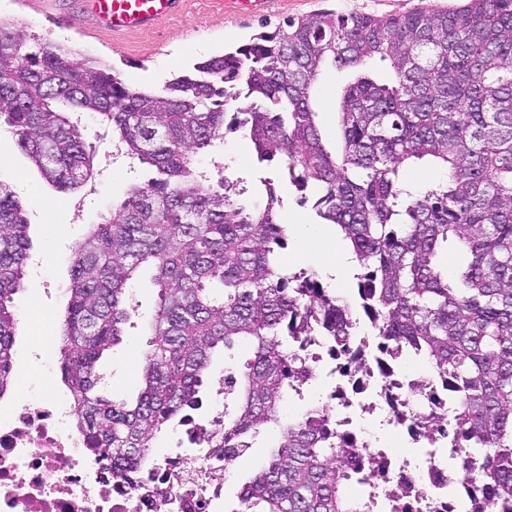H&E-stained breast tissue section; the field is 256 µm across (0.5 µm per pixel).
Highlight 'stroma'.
Segmentation results:
<instances>
[{"instance_id":"35a3bbf8","label":"stroma","mask_w":512,"mask_h":512,"mask_svg":"<svg viewBox=\"0 0 512 512\" xmlns=\"http://www.w3.org/2000/svg\"><path fill=\"white\" fill-rule=\"evenodd\" d=\"M21 0H0V19L23 30L29 41L59 43L77 51L84 59L97 60L114 67L129 85L155 90L173 76L192 68L193 64L224 49L236 47L263 31L271 32L287 20L333 10L339 13L358 11L375 17L402 15L416 8L449 10L464 0H272L268 14L240 16L219 7L215 0H192L186 12L163 25L151 35L129 38L127 50L112 52L108 36H83L88 24L85 13L62 0L55 18L22 10ZM350 70L327 66L317 84L313 107L324 143L335 147L339 141L336 104L342 88L352 80ZM78 124L84 141L93 155L94 177L78 191H63L47 183L27 156L20 150L5 125H0V183L9 186L21 200L28 220L29 260L18 294L20 311L13 353L14 366L27 361L28 347L41 346L44 340H59L60 320L69 296L66 287L71 278V256L75 244L84 236L88 225L108 214L113 205L126 195L131 184L146 181V168L130 170L127 159L114 155L112 130L98 118L79 113ZM225 160L214 167L210 155H200L202 167L211 171L213 180H243L247 202L263 206L262 182L276 178L275 166L258 163L254 146L241 133L229 135L221 149ZM284 200L281 220L296 225L284 256L289 271H316L324 286L340 294H355L357 268L351 250L333 224L322 223L311 202L301 201L294 187L280 184ZM135 308L130 324L123 329V341L106 352L97 364L101 381L99 394L114 400L134 399L140 389L136 370L129 366L133 351L143 350L148 341L146 325L157 304V291L148 277H140L128 290ZM247 355L243 346L216 354L205 374L201 392L202 407L194 411L202 420L224 410V365L237 364ZM358 421L378 445L400 449L415 470L427 468L424 448L406 433L380 426L376 416L360 413Z\"/></svg>"}]
</instances>
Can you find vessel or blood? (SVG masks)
I'll list each match as a JSON object with an SVG mask.
<instances>
[{"label": "vessel or blood", "instance_id": "1", "mask_svg": "<svg viewBox=\"0 0 512 512\" xmlns=\"http://www.w3.org/2000/svg\"><path fill=\"white\" fill-rule=\"evenodd\" d=\"M92 32L122 43L152 33L187 10L190 0H79Z\"/></svg>", "mask_w": 512, "mask_h": 512}]
</instances>
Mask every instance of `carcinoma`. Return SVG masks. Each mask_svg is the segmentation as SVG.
Here are the masks:
<instances>
[{"label": "carcinoma", "instance_id": "carcinoma-1", "mask_svg": "<svg viewBox=\"0 0 512 512\" xmlns=\"http://www.w3.org/2000/svg\"><path fill=\"white\" fill-rule=\"evenodd\" d=\"M374 62L392 76L365 73ZM358 71L342 91L339 148L325 145L312 97L323 68ZM236 103L233 112L229 103ZM112 125L117 152L155 176L89 226L72 256L61 348L88 447L131 476L154 436L191 422L214 352L242 344L225 366L224 419L209 447L253 448L271 429L267 461L224 512H375L363 449L317 405L284 417L314 376L322 339L356 372L361 308L380 370L420 359L445 385L450 413L420 420L448 440L457 473L483 500L472 512H512V0H467L379 18L323 11L212 56L157 91L126 84L56 43L28 44L0 24V118L44 179L78 190L93 178L83 134L57 104ZM244 132L258 161L337 225L363 269L357 297L330 293L316 272L290 273L291 236L273 180L250 208L245 189L210 180L198 154ZM431 161L446 179L416 192L403 167ZM21 202L0 184V397L12 381L15 296L28 259ZM458 251L453 276L439 255ZM152 271L158 303L132 403L96 393L97 363L129 319L126 287Z\"/></svg>", "mask_w": 512, "mask_h": 512}]
</instances>
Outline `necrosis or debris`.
I'll list each match as a JSON object with an SVG mask.
<instances>
[{"label": "necrosis or debris", "mask_w": 512, "mask_h": 512, "mask_svg": "<svg viewBox=\"0 0 512 512\" xmlns=\"http://www.w3.org/2000/svg\"><path fill=\"white\" fill-rule=\"evenodd\" d=\"M44 392L16 397L0 408V512H219L230 463L219 448H201L196 427L185 430L191 447L151 459L140 483L113 470L88 448L78 427L73 400L54 389L50 353L33 364ZM410 377L396 369H367L343 394L333 385L325 404L337 425L355 441L364 436L356 413L377 411L383 424L401 426L410 402ZM367 460L379 487L397 494L401 512H457L458 500L477 492L455 483L440 466L416 474L409 460L392 448L368 446ZM168 500H161L162 491Z\"/></svg>", "instance_id": "1"}]
</instances>
